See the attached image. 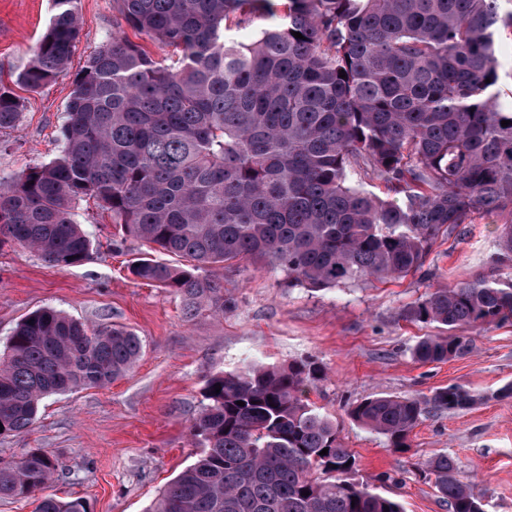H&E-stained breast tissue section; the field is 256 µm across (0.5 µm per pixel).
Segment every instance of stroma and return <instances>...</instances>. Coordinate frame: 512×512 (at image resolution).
Masks as SVG:
<instances>
[{
    "instance_id": "stroma-1",
    "label": "stroma",
    "mask_w": 512,
    "mask_h": 512,
    "mask_svg": "<svg viewBox=\"0 0 512 512\" xmlns=\"http://www.w3.org/2000/svg\"><path fill=\"white\" fill-rule=\"evenodd\" d=\"M80 14L74 72L118 19L113 0H80ZM53 15L52 0H0V82L23 103L18 124L0 132V183L62 150L70 79L37 90L15 82ZM73 212L92 242L79 265H54L18 245H0V355L16 325L46 307L91 328L125 327L140 337L142 352L134 368L109 386L45 399L26 432L0 437V461L41 449L61 463L50 494L82 499L88 512H144L197 457L189 428L211 375L247 363L311 359L326 378L308 400L336 420L357 459L358 478L377 483L404 512H448L419 469L446 454L482 493L486 512H512V397L497 395L512 384V324L456 327L455 335L471 338L470 352L420 363L412 346L438 329L403 316L434 289L512 279V264L494 261L505 215L471 214L433 245L419 270L384 282L311 289L289 285L285 273L266 261L242 260L223 270V313L203 310L189 319L180 298L130 274L141 248L123 239L110 213L88 197ZM448 385L474 392L477 401L460 412L426 413L405 449L388 447L382 435L347 415L351 404L374 395L425 399Z\"/></svg>"
}]
</instances>
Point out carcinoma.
<instances>
[{
  "label": "carcinoma",
  "instance_id": "1",
  "mask_svg": "<svg viewBox=\"0 0 512 512\" xmlns=\"http://www.w3.org/2000/svg\"><path fill=\"white\" fill-rule=\"evenodd\" d=\"M79 2L53 0L21 84L39 89L70 76ZM114 2L125 27L73 75L61 154L0 187V243L55 265L82 263L90 241L71 210L90 195L147 246L129 265L135 278L169 290L189 314L222 313L217 270L228 262L262 258L311 288L382 281L420 269L472 213L512 215V103L495 91L496 37L512 36V0H286L275 24L259 23L272 0ZM147 41L170 56L156 61ZM21 111L0 83V131ZM364 178L383 184L386 197ZM500 251L512 262L511 223ZM405 318L449 331L421 337L416 360L462 356L472 340L455 327L512 323V281L437 288ZM7 349L2 436L30 427L47 396L125 376L142 344L123 327L90 330L42 308L18 324ZM324 376L299 360L210 377L190 426L200 453L147 512H403L354 478L356 457L336 422L308 402ZM476 400L450 385L425 401L378 394L348 414L408 448L427 408L457 412ZM59 468L39 450L1 463L0 499L44 491ZM424 473L450 512H485L453 457L431 459ZM37 512L88 509L47 494Z\"/></svg>",
  "mask_w": 512,
  "mask_h": 512
}]
</instances>
